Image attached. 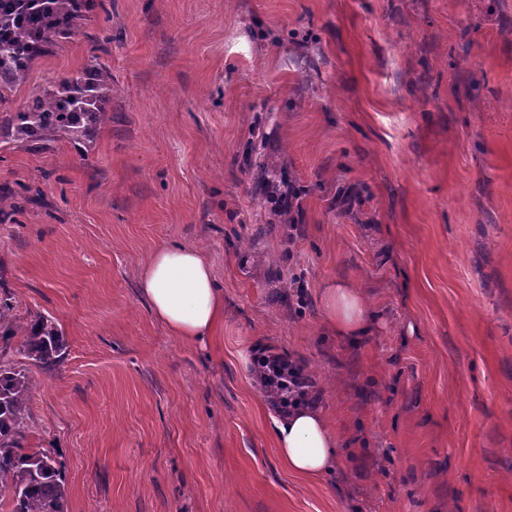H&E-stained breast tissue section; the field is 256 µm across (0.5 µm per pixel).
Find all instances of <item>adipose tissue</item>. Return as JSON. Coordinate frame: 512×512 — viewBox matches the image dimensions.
I'll list each match as a JSON object with an SVG mask.
<instances>
[{
  "mask_svg": "<svg viewBox=\"0 0 512 512\" xmlns=\"http://www.w3.org/2000/svg\"><path fill=\"white\" fill-rule=\"evenodd\" d=\"M138 293L173 336L190 343L207 342L224 316V295L208 260L193 247L154 251L139 276ZM323 306L329 327L340 336L364 335L374 322L361 293L344 281L324 288ZM274 438L280 462L293 473L319 478L338 463L339 437L318 404L306 401L282 412Z\"/></svg>",
  "mask_w": 512,
  "mask_h": 512,
  "instance_id": "ef3b65f1",
  "label": "adipose tissue"
}]
</instances>
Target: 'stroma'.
I'll return each instance as SVG.
<instances>
[{"instance_id": "35a3bbf8", "label": "stroma", "mask_w": 512, "mask_h": 512, "mask_svg": "<svg viewBox=\"0 0 512 512\" xmlns=\"http://www.w3.org/2000/svg\"><path fill=\"white\" fill-rule=\"evenodd\" d=\"M94 54L87 151L0 143V298L67 343L24 445L70 512H512V0H102L9 105ZM173 244L224 290L203 346L137 292ZM336 280L360 341L326 326ZM257 352L311 380L324 478L278 461ZM323 306L326 321L338 336H363L374 322L361 293L344 281H336L323 288Z\"/></svg>"}]
</instances>
